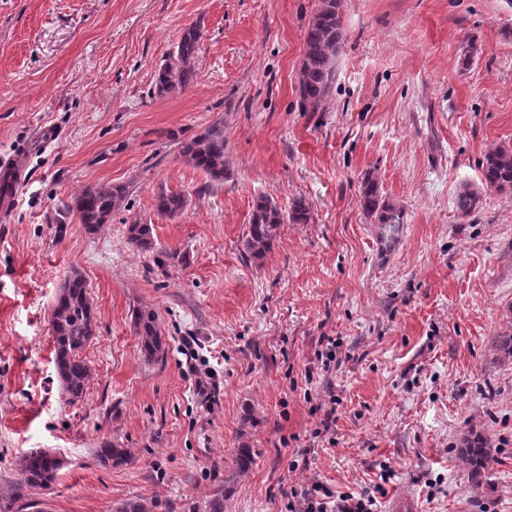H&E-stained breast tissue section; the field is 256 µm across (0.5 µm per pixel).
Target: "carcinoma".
Here are the masks:
<instances>
[{"instance_id":"obj_1","label":"carcinoma","mask_w":512,"mask_h":512,"mask_svg":"<svg viewBox=\"0 0 512 512\" xmlns=\"http://www.w3.org/2000/svg\"><path fill=\"white\" fill-rule=\"evenodd\" d=\"M342 0H318L306 32L305 49L299 70V95L302 111L318 112L328 96L335 78V62L345 43L341 17ZM200 30L187 28L166 63L157 73L156 89L160 94L172 93L189 87L195 77V57ZM181 155L192 166L205 172L209 181L222 182L228 171L229 160L224 151V127L213 124L202 133L183 143ZM482 177L488 188L512 192V148L496 147L487 152L481 162ZM127 196L122 185H92L80 194L61 202L57 216L81 224L88 234L98 232L109 223L112 212L119 209ZM480 194L471 189L463 190L457 198L461 216L472 215L480 206ZM359 205L363 214L379 225V239L385 247L392 248L397 241L405 212L394 206L379 193L378 182L364 178L359 187ZM187 206L184 195L162 190L156 197L157 211L172 219ZM311 209L302 197H295L288 208L279 206L267 196L255 200L249 230L244 240V253L254 259L265 258L277 237L281 225L307 224ZM131 245L145 252L156 251V243L149 224L134 222L128 227ZM133 322L140 339V351L148 360L164 357L165 347L157 314L152 310L137 309ZM54 340V362L65 395L71 400L82 397L90 368L80 353L95 332L85 280L77 273L70 275L62 285L50 313ZM103 464L123 465L129 461L128 451L112 443H104L95 450ZM488 459V449L475 438L466 442L456 455L457 466L478 485L482 482ZM25 482L33 488H47L53 478L48 476L47 462L41 453L26 456L21 463Z\"/></svg>"}]
</instances>
